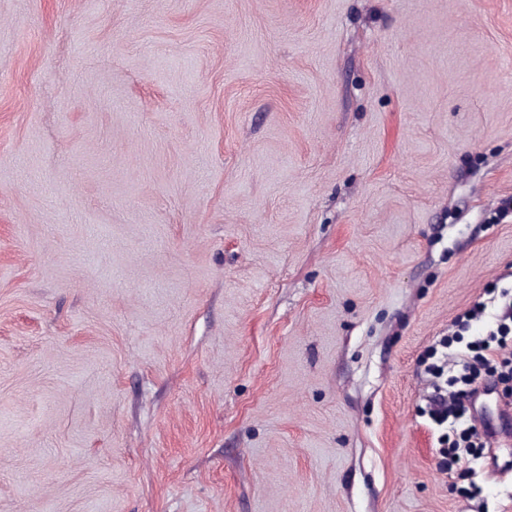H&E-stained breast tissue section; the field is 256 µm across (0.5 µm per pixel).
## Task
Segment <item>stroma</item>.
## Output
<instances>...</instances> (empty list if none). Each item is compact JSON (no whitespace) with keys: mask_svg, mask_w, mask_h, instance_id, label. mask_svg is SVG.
<instances>
[{"mask_svg":"<svg viewBox=\"0 0 512 512\" xmlns=\"http://www.w3.org/2000/svg\"><path fill=\"white\" fill-rule=\"evenodd\" d=\"M510 287L512 0H0V512H512ZM502 297H509V300L502 303L501 314L496 319V328L470 341L466 344L465 351L455 354V366L459 367V370L458 375L450 380V384L473 386L482 370L488 373L496 372L508 378L512 375V329L508 323L512 321L511 292L504 290ZM475 392V389H459L453 391L444 401L437 413L442 421H447L450 427L463 426L467 422L466 400ZM465 436H461L460 440L451 439L448 435V448L445 453L448 455V467L456 463L463 455H470L474 459L478 455V448H483L479 433L472 427H467L462 430Z\"/></svg>","mask_w":512,"mask_h":512,"instance_id":"35a3bbf8","label":"stroma"}]
</instances>
